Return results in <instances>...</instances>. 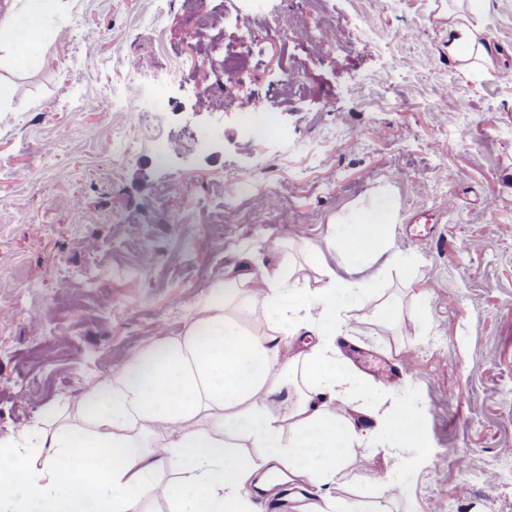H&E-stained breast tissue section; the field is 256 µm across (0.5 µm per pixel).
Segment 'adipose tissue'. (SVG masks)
Wrapping results in <instances>:
<instances>
[{"mask_svg":"<svg viewBox=\"0 0 512 512\" xmlns=\"http://www.w3.org/2000/svg\"><path fill=\"white\" fill-rule=\"evenodd\" d=\"M448 53L469 68L487 52L464 17L449 27ZM394 204L374 200L341 225L336 268L311 288L284 272L218 281L217 302L193 308L181 332L133 351L83 383L76 406L0 437V512H250L247 486L271 462L328 491L345 447L375 435L337 415L366 396L336 363L334 340L353 331L348 303L370 298L388 253ZM262 311L268 333L242 316ZM318 336L293 361L281 347L299 329Z\"/></svg>","mask_w":512,"mask_h":512,"instance_id":"adipose-tissue-1","label":"adipose tissue"}]
</instances>
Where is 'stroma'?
Instances as JSON below:
<instances>
[{
  "label": "stroma",
  "mask_w": 512,
  "mask_h": 512,
  "mask_svg": "<svg viewBox=\"0 0 512 512\" xmlns=\"http://www.w3.org/2000/svg\"><path fill=\"white\" fill-rule=\"evenodd\" d=\"M192 4L57 0L47 51H0V437L178 332L225 276L262 265L321 286L338 222L383 196L389 249L414 263L374 287L395 316L357 309L349 341L400 376L338 354L371 387L360 428L390 442L378 417L396 404L423 440L394 458L347 448L332 493L372 512H512V0L472 17L491 61L471 70L448 54L455 0H269L307 25L263 40L241 0ZM228 48L246 80L201 101ZM284 58L302 93L280 94ZM175 66L158 118L132 121ZM269 119L278 134L243 137ZM238 202L256 223L183 248L176 217L214 224ZM419 210L434 223H411ZM111 266L108 288L88 287Z\"/></svg>",
  "instance_id": "35a3bbf8"
}]
</instances>
